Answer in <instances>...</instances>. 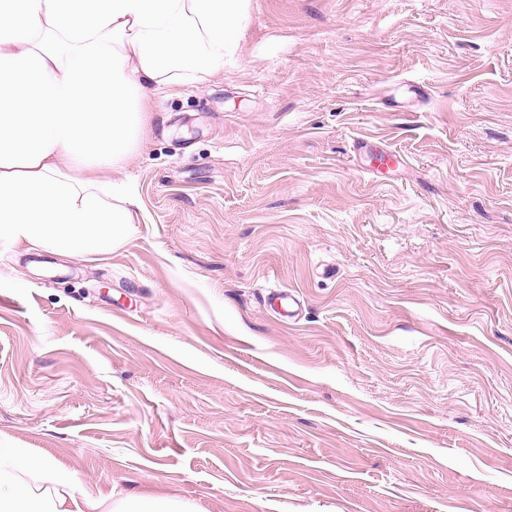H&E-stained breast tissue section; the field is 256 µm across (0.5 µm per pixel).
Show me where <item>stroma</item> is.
I'll use <instances>...</instances> for the list:
<instances>
[{"label":"stroma","instance_id":"stroma-1","mask_svg":"<svg viewBox=\"0 0 512 512\" xmlns=\"http://www.w3.org/2000/svg\"><path fill=\"white\" fill-rule=\"evenodd\" d=\"M149 106L120 247L0 241V438L189 512H512V0H250ZM268 304L278 313L287 317L297 315L300 308V300L295 293L278 289L270 291Z\"/></svg>","mask_w":512,"mask_h":512}]
</instances>
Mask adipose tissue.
Segmentation results:
<instances>
[{
    "label": "adipose tissue",
    "mask_w": 512,
    "mask_h": 512,
    "mask_svg": "<svg viewBox=\"0 0 512 512\" xmlns=\"http://www.w3.org/2000/svg\"><path fill=\"white\" fill-rule=\"evenodd\" d=\"M249 0H0V239L111 253L134 222L113 182L149 131L147 96L236 48ZM0 512H187L119 502L0 439Z\"/></svg>",
    "instance_id": "adipose-tissue-1"
}]
</instances>
